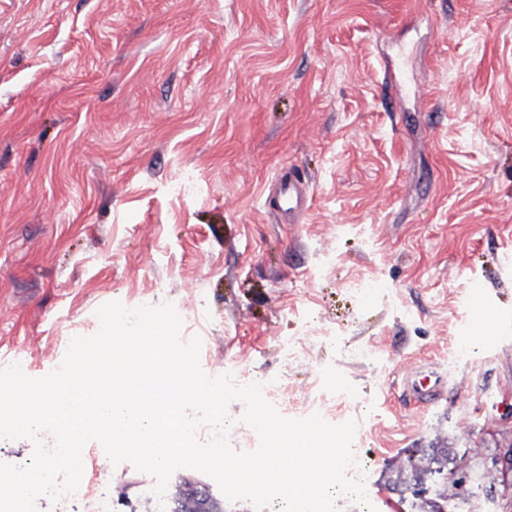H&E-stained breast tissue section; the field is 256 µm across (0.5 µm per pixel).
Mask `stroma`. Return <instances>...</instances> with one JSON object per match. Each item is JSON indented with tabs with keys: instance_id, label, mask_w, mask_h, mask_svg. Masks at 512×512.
Instances as JSON below:
<instances>
[{
	"instance_id": "1",
	"label": "stroma",
	"mask_w": 512,
	"mask_h": 512,
	"mask_svg": "<svg viewBox=\"0 0 512 512\" xmlns=\"http://www.w3.org/2000/svg\"><path fill=\"white\" fill-rule=\"evenodd\" d=\"M113 301L172 304L281 415L356 421L336 512H419L418 448L442 512H512V0H0V369L55 371ZM82 459L139 505L149 474ZM280 209L288 223L296 224L297 218L307 211L308 194L304 180L291 170L283 171L275 184ZM408 387L420 403H431L442 393L440 379L431 370L413 366L408 374ZM435 462L434 458H428L424 454L419 455L415 458L414 462L408 464L404 469H401L398 472V480L402 484L406 485L407 489L423 487L425 478L428 474H431L435 471L440 472L439 470H433L431 464ZM406 473L405 478H402V475Z\"/></svg>"
}]
</instances>
